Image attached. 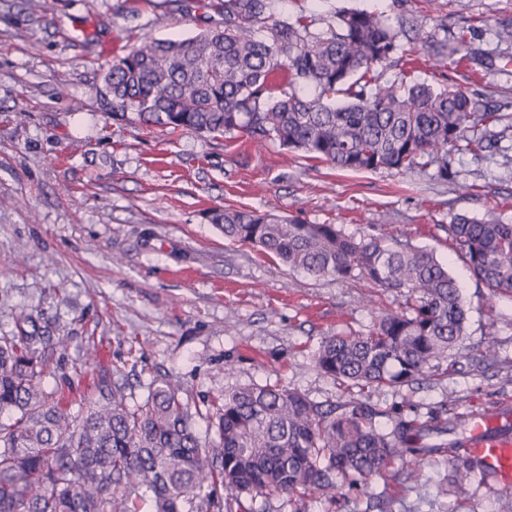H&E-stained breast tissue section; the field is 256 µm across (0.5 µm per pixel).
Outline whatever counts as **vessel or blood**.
I'll use <instances>...</instances> for the list:
<instances>
[{"label": "vessel or blood", "mask_w": 512, "mask_h": 512, "mask_svg": "<svg viewBox=\"0 0 512 512\" xmlns=\"http://www.w3.org/2000/svg\"><path fill=\"white\" fill-rule=\"evenodd\" d=\"M471 428L465 440L470 454L484 467L486 480L499 489L512 488V437L495 434L494 428L501 420L500 413L477 410L469 415Z\"/></svg>", "instance_id": "b4317fda"}]
</instances>
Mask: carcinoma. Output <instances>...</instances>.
Instances as JSON below:
<instances>
[{
    "instance_id": "1",
    "label": "carcinoma",
    "mask_w": 512,
    "mask_h": 512,
    "mask_svg": "<svg viewBox=\"0 0 512 512\" xmlns=\"http://www.w3.org/2000/svg\"><path fill=\"white\" fill-rule=\"evenodd\" d=\"M215 27L169 41H144L104 74L112 123L134 120L200 135L245 132L346 171L400 168L448 177V155L491 147L485 126L509 114L483 112L472 75L505 74L512 57L485 63L476 26L462 27L437 51L463 82L436 90L408 76L421 26L393 27L382 13L347 9L324 29L304 15L279 19L267 0H219ZM288 71L278 87L270 76ZM224 238L253 245L292 269L346 282L361 277L404 294L366 332L325 337L318 370L337 383L376 392L425 376L462 336L467 310L448 268L398 238H356L334 224L224 208L211 214ZM448 241L494 297L512 293V223L460 215ZM45 337H0V512H232L230 490L257 496L317 488L331 494L415 459L455 447L442 436L468 424L448 412L399 419L362 400L322 408L284 387L249 384L206 402L203 442L182 387L156 378L129 402L103 375L98 398L49 390ZM479 462L456 467V493L477 478Z\"/></svg>"
}]
</instances>
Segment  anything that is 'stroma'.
Listing matches in <instances>:
<instances>
[{
  "mask_svg": "<svg viewBox=\"0 0 512 512\" xmlns=\"http://www.w3.org/2000/svg\"><path fill=\"white\" fill-rule=\"evenodd\" d=\"M0 0V336L32 316L56 374L92 385L102 374L142 399L153 378L178 381L199 406L250 383L279 385L324 405L355 390L321 373L323 337L368 330L404 301L363 279L315 278L225 239L213 210L245 208L401 238L447 263L468 308L451 353L432 370L367 400L406 417L512 405V294L489 296L453 250L455 216L512 223V123L481 157L449 154L448 177L419 169L348 172L245 133L212 138L113 124L103 75L142 40L211 27L210 0L187 14L161 0ZM344 8L445 31L512 19V0H273L275 16L325 25ZM495 338V361L481 352ZM453 460L396 462L336 498L309 489L250 498L264 512H512V492L472 481L447 493Z\"/></svg>",
  "mask_w": 512,
  "mask_h": 512,
  "instance_id": "obj_1",
  "label": "stroma"
}]
</instances>
